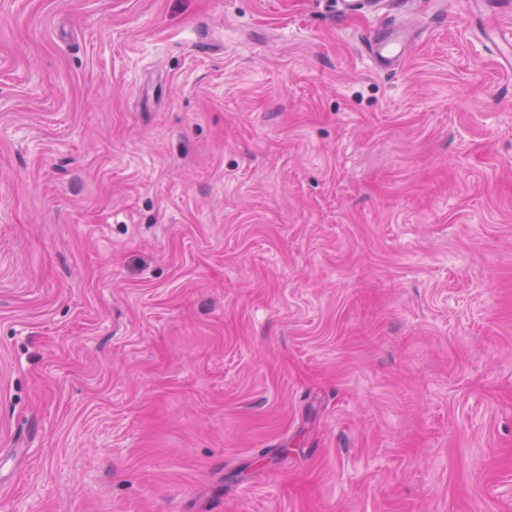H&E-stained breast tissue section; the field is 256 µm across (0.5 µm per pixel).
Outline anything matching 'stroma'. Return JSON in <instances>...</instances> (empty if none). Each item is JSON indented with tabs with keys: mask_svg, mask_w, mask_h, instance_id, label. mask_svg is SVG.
Returning <instances> with one entry per match:
<instances>
[{
	"mask_svg": "<svg viewBox=\"0 0 512 512\" xmlns=\"http://www.w3.org/2000/svg\"><path fill=\"white\" fill-rule=\"evenodd\" d=\"M390 20L0 0V512H512V17ZM420 28L419 19L410 17L394 21L378 32H370L365 46L374 67L380 71L395 69Z\"/></svg>",
	"mask_w": 512,
	"mask_h": 512,
	"instance_id": "35a3bbf8",
	"label": "stroma"
}]
</instances>
